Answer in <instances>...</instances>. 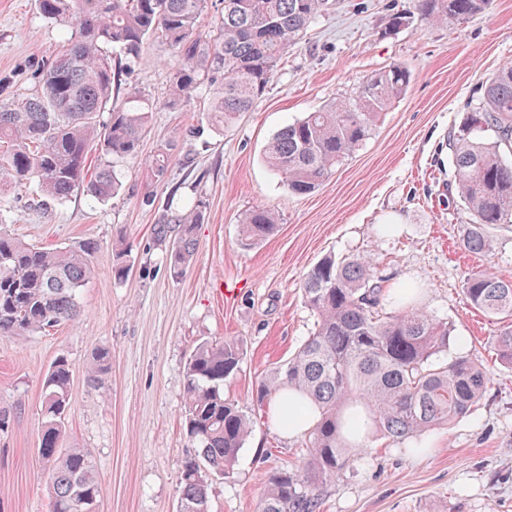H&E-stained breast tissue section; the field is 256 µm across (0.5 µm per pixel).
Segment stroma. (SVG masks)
<instances>
[{
  "label": "stroma",
  "mask_w": 512,
  "mask_h": 512,
  "mask_svg": "<svg viewBox=\"0 0 512 512\" xmlns=\"http://www.w3.org/2000/svg\"><path fill=\"white\" fill-rule=\"evenodd\" d=\"M412 0H336L284 57L253 111L232 125H211L200 89L167 106L171 48L148 43L141 65L115 88L153 107L134 159H118L122 189L102 202L78 192L47 210L33 187L0 189V225L24 242L64 247L92 240L94 275L82 288L81 319L48 334L0 337V512H49L52 490L38 455L43 380L58 358L71 371L63 445L86 449L101 485L99 512H178L182 462L193 448L181 419L189 357L204 341L236 338L241 370L224 388L255 422L229 477L212 478L209 512H257L264 476L298 466L303 437L283 436L255 401L258 384L287 362L314 330L300 287L326 253H364L383 275L420 288L419 302L448 322L470 356L491 374L468 416L425 434L427 452L379 440L322 490L320 512H512V366L498 358L490 318L463 294L465 279L490 269L512 278V226L494 232L481 256L461 245L465 216L449 195L445 144L481 94V84L512 61V0H493L464 23H413L386 33L391 11ZM71 30L44 19L34 0H0V82L25 91L42 61ZM408 67L413 81L383 113L373 134L314 193H288L263 162L267 141L321 106L354 96L371 72ZM167 156L158 181L152 166ZM203 199L205 220L186 274L171 276L154 226L163 209L184 211ZM267 206L277 233L241 246L239 220ZM391 225L381 234L377 225ZM133 269L113 273L115 243ZM111 367L87 378L99 348Z\"/></svg>",
  "instance_id": "35a3bbf8"
}]
</instances>
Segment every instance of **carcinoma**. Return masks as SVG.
<instances>
[{"instance_id": "1", "label": "carcinoma", "mask_w": 512, "mask_h": 512, "mask_svg": "<svg viewBox=\"0 0 512 512\" xmlns=\"http://www.w3.org/2000/svg\"><path fill=\"white\" fill-rule=\"evenodd\" d=\"M224 13L207 34L201 20L208 0H36L39 13L75 29L39 69L38 86L0 98V182L35 184L42 205L60 204L76 192L107 201L120 187L114 158L138 156L152 106L129 92L119 101L112 85L143 60L150 41L167 44L176 58L168 107L214 87L206 108L212 123L227 125L252 111L283 56L329 0H223ZM491 0H414L413 9L390 15L396 32L413 17L428 24L464 23ZM411 71L400 65L374 71L355 96L336 101L279 129L264 160L294 195L315 191L370 137L382 113L405 93ZM98 152L93 173L86 157ZM457 199L465 213L463 248L492 251L491 230L512 224V62L499 67L481 95L448 132ZM205 202L182 213L165 212L155 238L170 242L165 260L182 277L197 246ZM279 215L267 207L243 213L245 247L273 235ZM92 241L59 248L27 244L0 231V336L46 333L78 320L79 295L92 274ZM374 259L325 254L306 273L302 295L316 317L314 332L256 390L262 404L284 394L301 411L320 417L306 433L297 470L266 473L258 512H319L320 486L336 480L379 437L402 444L471 413L490 375L465 356L439 360L453 340L451 327L418 305L416 288L388 286ZM471 306L500 322L493 343L512 366V279L490 270L464 284ZM238 340L203 342L186 370L182 426L195 451L182 465L179 512H209L208 480L227 477L253 423L224 385L239 371ZM99 348L88 367L98 382L110 369ZM70 368L57 359L43 382L44 426L38 453L53 488L50 512H84L101 487L87 453L63 447Z\"/></svg>"}]
</instances>
